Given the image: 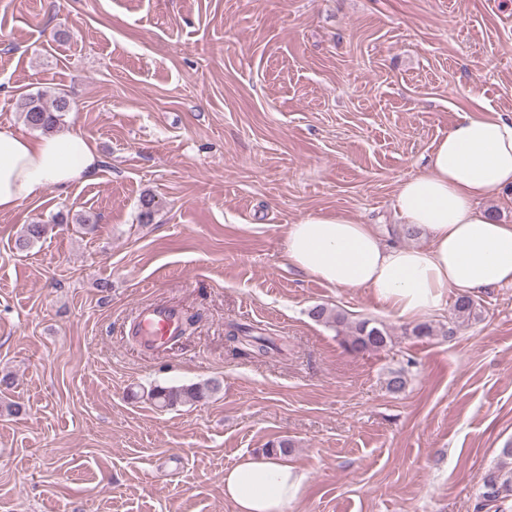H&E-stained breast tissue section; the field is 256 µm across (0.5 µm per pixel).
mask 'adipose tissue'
Wrapping results in <instances>:
<instances>
[{"label": "adipose tissue", "mask_w": 512, "mask_h": 512, "mask_svg": "<svg viewBox=\"0 0 512 512\" xmlns=\"http://www.w3.org/2000/svg\"><path fill=\"white\" fill-rule=\"evenodd\" d=\"M100 156L82 133L35 139L0 128V213L50 187L90 180ZM512 195V119L460 115L433 145L427 171L400 178L394 208L423 230L428 246L385 244L373 225L345 216L306 215L289 225L288 265L329 286L366 289L386 310L412 321L444 306L449 294L512 286V224L484 200ZM306 475L285 459L248 456L224 472L235 512H285Z\"/></svg>", "instance_id": "ef3b65f1"}]
</instances>
